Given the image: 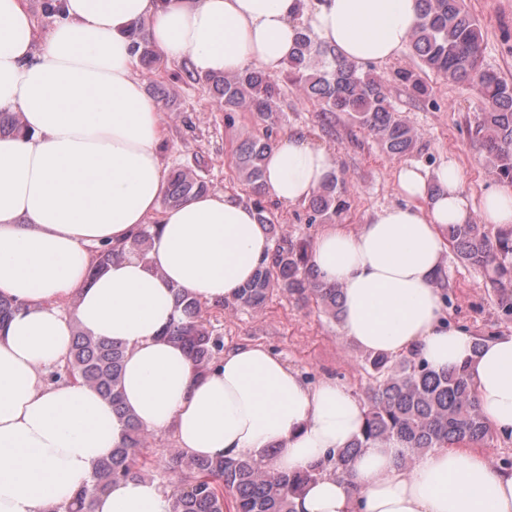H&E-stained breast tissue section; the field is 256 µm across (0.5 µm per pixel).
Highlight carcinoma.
<instances>
[{"label": "carcinoma", "instance_id": "1", "mask_svg": "<svg viewBox=\"0 0 512 512\" xmlns=\"http://www.w3.org/2000/svg\"><path fill=\"white\" fill-rule=\"evenodd\" d=\"M419 22L409 50L416 59L410 68L396 69L392 77L375 73L372 65L349 62L335 48L303 31L289 57L284 79L300 88L321 108L329 120L338 112L347 114L361 131L376 139L392 157H406L417 150L418 134L401 118L390 101V83L395 82L418 97L428 94L426 77L432 73L453 83L475 87L480 113L470 127V137L485 153L487 166L500 182L512 183V81L488 67L481 55L479 21L464 0H418ZM281 78L259 68L205 80L224 102L225 119L235 121L238 112L256 117L262 132L244 139L235 150V162L250 194L257 219L269 223L262 197L266 194L264 162L275 142L280 122ZM202 179L179 170L171 176L164 204L177 206L191 196L207 192ZM350 208L343 181L334 178L308 201L311 223H328ZM154 225L146 224L128 242L104 245L95 250L93 277L128 254L146 256ZM448 242L465 264L486 272L497 296L498 310L512 319V226L491 234L483 224L448 225ZM298 300L314 298L333 318H339L341 288L325 285L315 276L309 244L282 237L251 282L242 288L237 304L258 308L274 288ZM177 320L164 336L181 344L196 368L204 371L223 349L202 315V301L174 290ZM125 347L79 331L74 336L66 365L69 377L96 389L112 406L122 404V372ZM364 369L373 378L366 392L365 424L361 436L344 448L328 452L313 467L271 475L262 461L249 457H195L177 454L170 469L180 475L173 492L174 512H224V493L234 499V512H294L293 498L310 481L348 471L362 449L379 442L396 443L406 449L401 466L434 448L483 447L494 439L496 429L480 411L472 382L465 369L437 372L413 355L400 361L387 356H368ZM123 446L99 462L91 480L55 512H95L97 498L112 483L143 472L137 455L151 433L128 415Z\"/></svg>", "mask_w": 512, "mask_h": 512}]
</instances>
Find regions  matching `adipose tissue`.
Masks as SVG:
<instances>
[{
	"label": "adipose tissue",
	"instance_id": "1",
	"mask_svg": "<svg viewBox=\"0 0 512 512\" xmlns=\"http://www.w3.org/2000/svg\"><path fill=\"white\" fill-rule=\"evenodd\" d=\"M39 34L26 0H0V296L16 309L0 328V512H53L123 442L109 399L71 380L46 381L82 328L122 344V402L188 454L254 457L272 473L308 468L361 433L365 405L335 379L304 378L260 345H236L198 370L164 337L174 291L235 302L271 256L253 207L209 191L162 207L161 111L134 72L136 32L203 78L255 66L278 76L299 31L359 64L405 51L418 0H46ZM338 169L331 151L281 135L265 161L269 196L306 202ZM399 205L360 229L327 225L312 247L319 277L342 290L341 329L367 354H419L436 371L466 368L479 407L512 434V333L474 339L449 324L437 286L452 224L512 226V185L473 203L455 160L434 172L401 164ZM157 225L147 257L131 254L90 276L93 250ZM73 300L70 311L61 304ZM401 448L364 449L350 471L311 482L294 512H512V472L489 452L435 448L410 468ZM149 478L113 483L95 512H173Z\"/></svg>",
	"mask_w": 512,
	"mask_h": 512
}]
</instances>
